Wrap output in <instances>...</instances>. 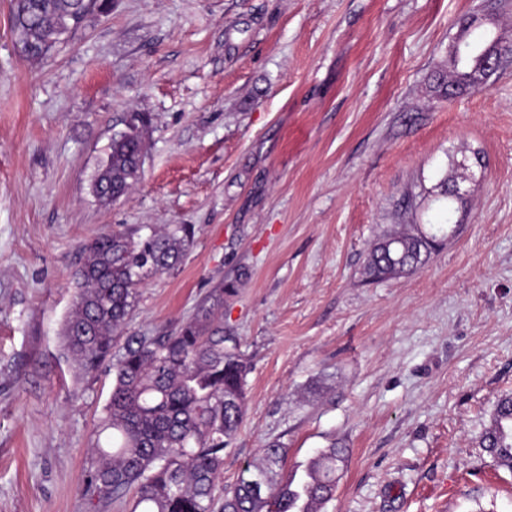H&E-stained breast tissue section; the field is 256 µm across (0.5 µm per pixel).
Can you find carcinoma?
Returning <instances> with one entry per match:
<instances>
[{
    "instance_id": "carcinoma-1",
    "label": "carcinoma",
    "mask_w": 512,
    "mask_h": 512,
    "mask_svg": "<svg viewBox=\"0 0 512 512\" xmlns=\"http://www.w3.org/2000/svg\"><path fill=\"white\" fill-rule=\"evenodd\" d=\"M101 0H13L11 24L22 55L40 59L64 34L83 27ZM451 79L438 88L474 86V60L451 58ZM144 142L139 126L112 136L93 193L102 205L124 197L140 176ZM194 238L188 224L151 228L145 236L114 232L84 246L75 272V303L64 324L63 350L86 375L112 370V394L99 420L96 458L88 482L98 502L132 496L130 512H322L336 491L345 449L316 453L301 473L284 483L273 478L284 449L269 444L249 478L218 502L215 491L224 450L245 416L251 365L239 342L224 335L218 314L224 286L212 288L193 317L166 336L121 337L150 276L174 268ZM426 236L403 231L382 238L367 265L373 280L415 272ZM481 444L498 467L512 472V396L499 399Z\"/></svg>"
}]
</instances>
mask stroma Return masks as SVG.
I'll list each match as a JSON object with an SVG mask.
<instances>
[{"label": "stroma", "instance_id": "1", "mask_svg": "<svg viewBox=\"0 0 512 512\" xmlns=\"http://www.w3.org/2000/svg\"><path fill=\"white\" fill-rule=\"evenodd\" d=\"M0 0V512H128L87 490L112 373L62 348L83 247L188 224L125 333L178 330L224 288L252 370L222 482L276 443L287 481L346 450L323 512H512L478 444L512 395V64L441 97L463 18L512 0H112L47 58L21 56ZM148 118L129 193L92 179ZM459 186L460 196L444 198ZM421 268L373 281L398 225ZM457 225L449 235V225Z\"/></svg>", "mask_w": 512, "mask_h": 512}]
</instances>
